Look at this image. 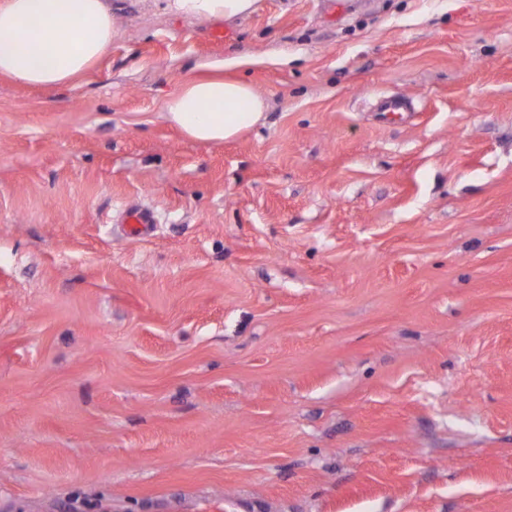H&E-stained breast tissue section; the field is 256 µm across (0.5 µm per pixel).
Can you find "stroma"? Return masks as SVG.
Here are the masks:
<instances>
[{
	"label": "stroma",
	"instance_id": "stroma-1",
	"mask_svg": "<svg viewBox=\"0 0 512 512\" xmlns=\"http://www.w3.org/2000/svg\"><path fill=\"white\" fill-rule=\"evenodd\" d=\"M112 17L0 81V512H512V0ZM221 60L267 118L197 143ZM197 68L210 74L184 81L162 110V118L188 139L222 144L265 121L266 98L245 81L224 79V61L202 62ZM120 224H124L128 236L138 237L147 233L150 224H156V218L152 210L128 204L121 210Z\"/></svg>",
	"mask_w": 512,
	"mask_h": 512
}]
</instances>
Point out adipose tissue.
Returning a JSON list of instances; mask_svg holds the SVG:
<instances>
[{
    "label": "adipose tissue",
    "mask_w": 512,
    "mask_h": 512,
    "mask_svg": "<svg viewBox=\"0 0 512 512\" xmlns=\"http://www.w3.org/2000/svg\"><path fill=\"white\" fill-rule=\"evenodd\" d=\"M185 20L229 21L250 15L258 0H164ZM112 0H0V79L31 87L75 85L112 44ZM184 81L162 117L188 139L221 144L262 124L267 100L251 84L224 76L220 62Z\"/></svg>",
    "instance_id": "obj_1"
}]
</instances>
